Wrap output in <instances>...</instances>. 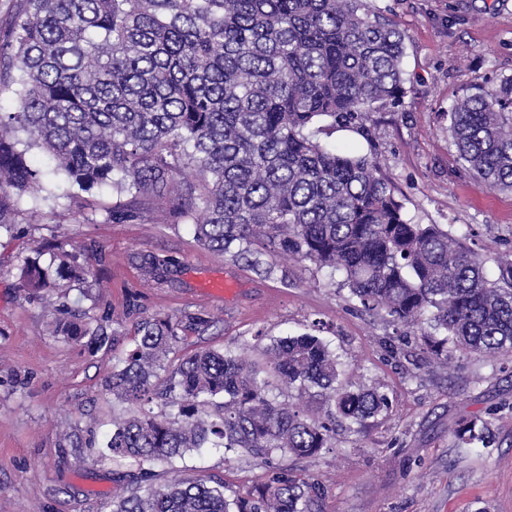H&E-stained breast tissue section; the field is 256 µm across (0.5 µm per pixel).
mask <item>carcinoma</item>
Listing matches in <instances>:
<instances>
[{"instance_id":"carcinoma-1","label":"carcinoma","mask_w":512,"mask_h":512,"mask_svg":"<svg viewBox=\"0 0 512 512\" xmlns=\"http://www.w3.org/2000/svg\"><path fill=\"white\" fill-rule=\"evenodd\" d=\"M0 47V233L23 201L63 194L76 207L103 189L127 197L115 223L157 213L194 225V239L267 276L290 257L342 276L348 301L418 340L441 365L456 355H512V254L487 258L437 224L405 218L376 162L315 139L312 127L370 135L378 109L404 93V35L371 0H21ZM448 131L489 189L512 192V78L458 99ZM51 155L62 182L46 186L30 160ZM58 269L75 257L43 249ZM170 259L141 261L161 283ZM22 287H52L49 269L20 266ZM213 318L151 316L107 391L134 406L112 420L98 456L121 484L111 512H314L319 483L272 471L226 494L224 480L172 468L223 448L267 464L335 443L330 424L367 427L390 405L375 387L345 385L343 362L313 332L271 340L264 361L204 348L176 361L187 333ZM52 334L106 339L102 324L59 321ZM317 389L323 417L285 393ZM160 411H154V408ZM458 448H488L493 414L451 431Z\"/></svg>"}]
</instances>
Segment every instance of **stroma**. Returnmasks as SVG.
I'll return each mask as SVG.
<instances>
[{"label": "stroma", "instance_id": "stroma-1", "mask_svg": "<svg viewBox=\"0 0 512 512\" xmlns=\"http://www.w3.org/2000/svg\"><path fill=\"white\" fill-rule=\"evenodd\" d=\"M403 33L404 89L398 103L375 112L372 139L319 125V139L373 157L404 204L408 219L453 228L487 257L512 247V193L493 191L466 167L448 132L454 102L512 77V0H373ZM120 198L104 191L84 208L59 197L23 211L0 235V512H109L118 487L112 464L96 449L74 452L63 435L102 440L128 405L104 386L131 345L138 320L188 313L214 326L189 334L184 356L219 348L253 360L268 338L308 332L340 355L344 381L375 384L390 412L361 431L336 429V445L290 461L295 473L324 488L319 512H512V356L468 357L451 368L430 363L417 340L389 357L381 339L393 329L353 309L339 283L308 262L285 263L266 278L200 248L188 224L113 223ZM61 243L87 275L60 277L54 306L22 288L18 267L43 242ZM171 259L166 281L146 286L140 266ZM89 314L120 331L97 346L51 335L61 312ZM494 415L496 444L455 447L462 417ZM197 475L221 476L230 490L261 478L248 457L214 448L186 461Z\"/></svg>", "mask_w": 512, "mask_h": 512}]
</instances>
